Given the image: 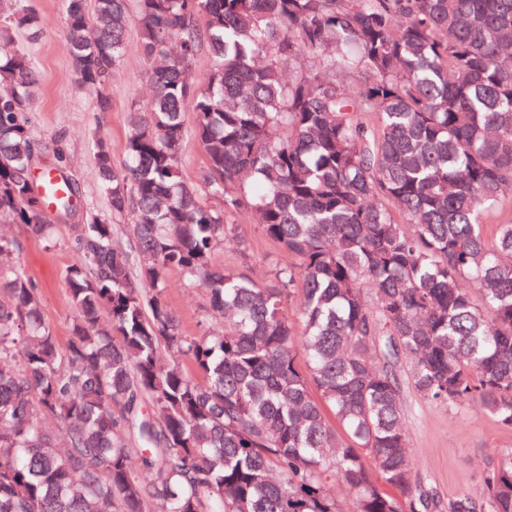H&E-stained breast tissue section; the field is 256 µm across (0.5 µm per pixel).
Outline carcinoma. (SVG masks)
Instances as JSON below:
<instances>
[{
	"label": "carcinoma",
	"mask_w": 512,
	"mask_h": 512,
	"mask_svg": "<svg viewBox=\"0 0 512 512\" xmlns=\"http://www.w3.org/2000/svg\"><path fill=\"white\" fill-rule=\"evenodd\" d=\"M8 10L39 37L36 10ZM63 17L95 111L112 110L132 24L150 65L125 162L101 135L93 152L135 242L117 244L104 214L70 225L63 350L0 237V512H345L333 481L350 512H429L400 364L421 399L478 402L512 429V218L485 231L512 186V0H63ZM204 44L199 91L188 71ZM287 60L302 63L288 81ZM40 80L29 54L0 47V215L50 244L47 208L76 210V188L60 156L40 180L62 193L31 180ZM188 109L205 155L194 182L179 163ZM241 211L288 254L272 288L214 263L240 245ZM171 268L223 328L180 331ZM486 507L512 512V449L481 498L446 509Z\"/></svg>",
	"instance_id": "1"
}]
</instances>
